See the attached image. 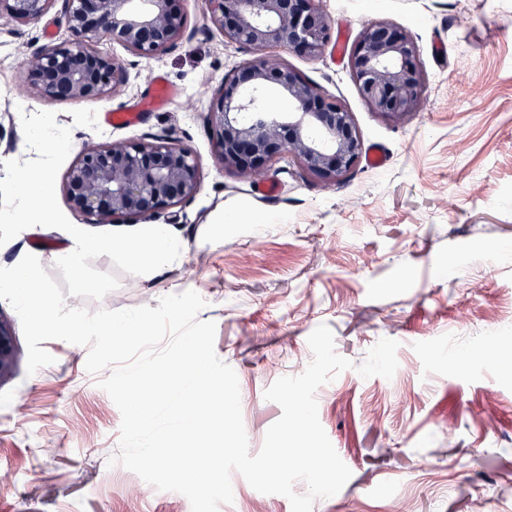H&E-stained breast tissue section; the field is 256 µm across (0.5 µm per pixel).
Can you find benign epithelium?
<instances>
[{
	"instance_id": "benign-epithelium-1",
	"label": "benign epithelium",
	"mask_w": 512,
	"mask_h": 512,
	"mask_svg": "<svg viewBox=\"0 0 512 512\" xmlns=\"http://www.w3.org/2000/svg\"><path fill=\"white\" fill-rule=\"evenodd\" d=\"M62 2L71 39L34 52L23 67L28 86L54 100L102 98L124 85L126 70L100 53L98 35L140 57L164 53L186 33L176 0H0L17 23L42 17ZM211 24L224 39L259 53L224 78L215 93L210 123L224 170L245 179L265 175L286 154L327 186L356 167L361 140L353 115L339 100L304 79L281 58L286 46L307 57L331 40L322 0H206ZM349 74L367 108L399 124L420 111L426 77L413 36L378 20L360 33L348 60ZM273 88L294 104L275 112L259 96ZM193 152L168 139L112 142L84 149L69 168L64 191L73 209L105 224L118 217L149 219L193 198L200 187ZM19 352L10 323L0 315V381L11 376Z\"/></svg>"
}]
</instances>
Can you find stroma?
I'll use <instances>...</instances> for the list:
<instances>
[{"mask_svg":"<svg viewBox=\"0 0 512 512\" xmlns=\"http://www.w3.org/2000/svg\"><path fill=\"white\" fill-rule=\"evenodd\" d=\"M186 35L160 56L141 58L105 37L95 45L120 60L126 84L104 99L57 101L27 87L23 62L68 41L59 9L26 24L0 15V179L3 161L27 160L22 114L55 112L71 129L70 159L112 141L172 138L195 154L197 194L161 210L181 243L157 274H120L101 301L67 297L96 310L158 307L188 290L215 322V352L237 374L251 452L282 414L265 389L311 361L307 338L328 325L352 369L317 392L318 417L351 477L313 512H512V366L490 365L472 350L494 342L512 350V322H484L512 297V0H323L333 32L356 42L388 20L415 39L427 76L423 109L401 124L370 112L346 60L324 50L310 59L275 53L345 103L363 148L380 145L379 169L358 163L326 186L288 157L264 175L278 193L224 171L209 113L217 87L250 49L225 41L204 0H178ZM448 46L445 59L432 52ZM175 88L163 107L145 108L155 77ZM140 107L130 127L105 114ZM237 215L224 236L208 229ZM73 239L34 226L0 246V267L35 254L54 279ZM397 340L392 379L356 370L381 338ZM55 361L28 374L19 358L0 382V512H191L188 499L160 491L121 465V415L85 369L87 347L44 342ZM433 466L423 470L419 457ZM234 500L220 512H291L289 500L254 490L233 474Z\"/></svg>","mask_w":512,"mask_h":512,"instance_id":"35a3bbf8","label":"stroma"}]
</instances>
